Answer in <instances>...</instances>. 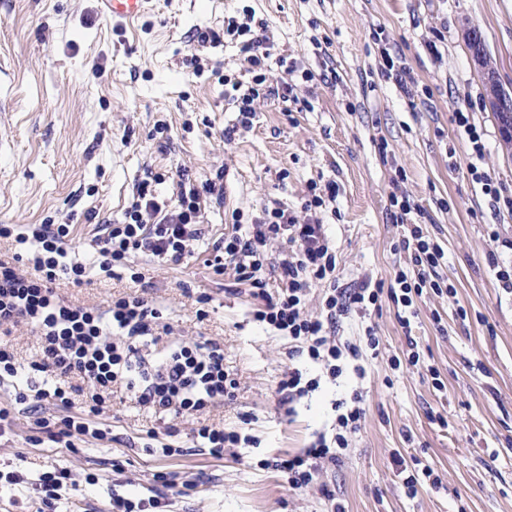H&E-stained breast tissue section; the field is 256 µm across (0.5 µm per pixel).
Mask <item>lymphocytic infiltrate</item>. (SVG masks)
Instances as JSON below:
<instances>
[{
    "label": "lymphocytic infiltrate",
    "mask_w": 512,
    "mask_h": 512,
    "mask_svg": "<svg viewBox=\"0 0 512 512\" xmlns=\"http://www.w3.org/2000/svg\"><path fill=\"white\" fill-rule=\"evenodd\" d=\"M251 23L248 16L231 17L223 32L197 35L203 45L221 34L241 38V63L255 73L253 86L240 96V112L246 119L267 81L260 68L269 55L266 36L253 35ZM179 185L176 199L162 200L150 182L140 183L122 219L106 225L97 238V257L90 262L79 259L68 225L37 224L24 230L17 224H0V239L13 240L16 246L11 259H0V381L13 383L16 403L35 413L33 443L46 438L73 452L79 441L105 439L107 430L93 420L105 414L106 400L118 388L136 405L173 418L234 400L240 382L226 369L220 342L181 341L163 353H151L161 334L170 331L157 299L131 292L100 308L72 303L55 289L57 281L79 286L92 271L111 277L119 267L129 270L132 282H142L145 275L135 266L140 255L180 261L190 243L205 233L200 222L202 199L220 196L222 190L212 182L190 184L185 177ZM308 191L303 219L280 206L264 209L247 224L240 213H233L234 231L217 246L210 265L218 275L232 272L236 283L248 286L251 295L260 299L253 314L256 322L288 337L293 355H307L334 379L343 372L344 358L331 336L338 317L380 310L386 297L395 306L402 328H410L418 299L443 291L439 270L445 253L422 225L410 223L417 205L394 192L390 217L409 226L403 240L408 269L397 272L393 287L387 289L368 282L357 288L340 287L336 252L317 214L325 201L335 200L336 189L328 187L322 195L313 182ZM270 271L283 283L275 294L266 289ZM315 282L326 285L319 316L307 309ZM20 327L27 328L38 345L35 360L27 365L18 362L8 340ZM76 392L84 394V402L74 403ZM48 405L64 406L71 414L50 421L40 414ZM363 417V399L357 392L346 412L338 415L333 440L318 436L309 448L273 461V469L285 475L289 488L308 486L320 468L336 463L347 446L348 433L359 429Z\"/></svg>",
    "instance_id": "lymphocytic-infiltrate-1"
}]
</instances>
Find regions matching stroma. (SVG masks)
I'll return each instance as SVG.
<instances>
[{
  "mask_svg": "<svg viewBox=\"0 0 512 512\" xmlns=\"http://www.w3.org/2000/svg\"><path fill=\"white\" fill-rule=\"evenodd\" d=\"M248 11L266 25L269 83L289 94L255 99L244 126L233 85L251 86L253 75L239 42L201 45L194 33L223 31L225 19ZM474 30L489 68L469 49ZM435 39L436 56L426 49ZM386 51L405 67L406 88L386 71ZM193 56L202 75L188 64ZM495 86L512 98V0H156L125 24L102 0H0V138L11 142L0 151V224L70 225L87 260L142 181L163 175L162 199L176 195L184 171L216 182L223 197L202 212L204 238L180 263L146 261L144 286L165 306L171 332L161 344L222 341L241 382L233 402L178 422L114 395L99 419L110 439L87 440L75 454L33 444L30 419L17 413L0 444V512H39L28 485L61 468L73 484L56 512H110L116 495L148 500L157 473L190 485L168 512H327L325 488L344 512H512V291L486 261L498 237L512 238V214L495 210L473 182L471 145L455 124L456 112H472L486 134L483 169L512 187V146L490 107ZM399 172L445 252L449 291L423 296L407 330L388 300L371 315L340 318L335 340L361 347L366 373L348 367L332 380L307 357L289 358L287 339L254 321L258 300L207 261L231 233L232 212L248 221L279 204L298 211L310 182L332 183L336 200L321 215L341 285L391 284L407 263L406 228L389 218ZM133 288L129 278L96 275L59 291L103 307ZM201 293L210 302L200 322ZM370 325L375 353L362 346ZM411 338L422 365L395 366ZM289 365L320 384L287 409L275 388ZM356 391L366 415L340 461L289 489L269 462L318 435L333 438L335 404ZM200 423L251 441L214 457L192 439ZM150 430L151 453L143 447ZM169 442L182 454H160ZM396 453L430 465L440 485L407 497ZM116 459L125 463L119 474Z\"/></svg>",
  "mask_w": 512,
  "mask_h": 512,
  "instance_id": "obj_1",
  "label": "stroma"
}]
</instances>
